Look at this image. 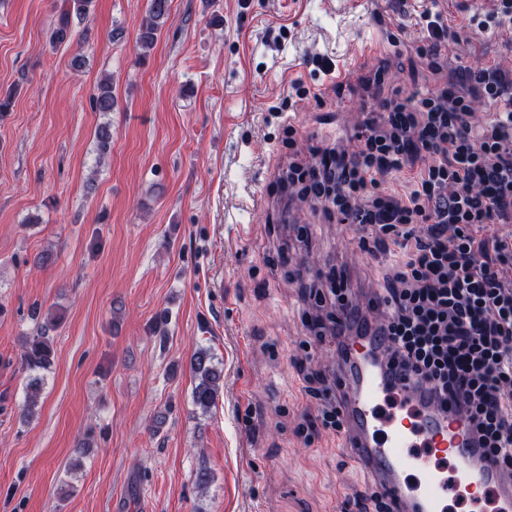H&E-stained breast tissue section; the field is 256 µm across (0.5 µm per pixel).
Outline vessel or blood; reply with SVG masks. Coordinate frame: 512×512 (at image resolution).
Listing matches in <instances>:
<instances>
[{"label": "vessel or blood", "mask_w": 512, "mask_h": 512, "mask_svg": "<svg viewBox=\"0 0 512 512\" xmlns=\"http://www.w3.org/2000/svg\"><path fill=\"white\" fill-rule=\"evenodd\" d=\"M355 350L336 376L341 444L392 512H451L467 499L487 500L490 512H512V483L501 480L497 463L474 439L449 435L445 418L422 403L415 375H385V338L357 337Z\"/></svg>", "instance_id": "1"}]
</instances>
